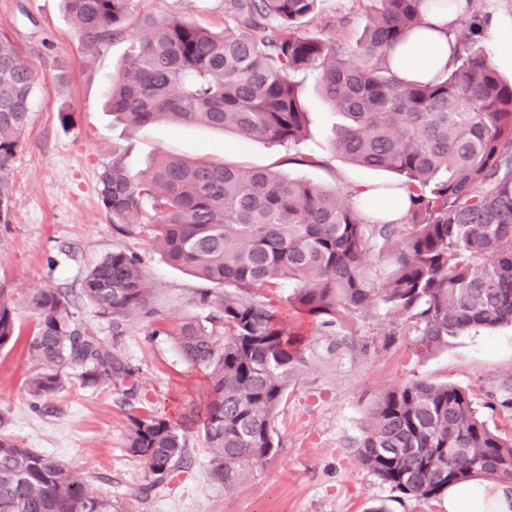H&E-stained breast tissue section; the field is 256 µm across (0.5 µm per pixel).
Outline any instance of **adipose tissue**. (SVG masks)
<instances>
[{"mask_svg":"<svg viewBox=\"0 0 512 512\" xmlns=\"http://www.w3.org/2000/svg\"><path fill=\"white\" fill-rule=\"evenodd\" d=\"M428 24L419 36L399 49L391 61L397 74L407 80L429 79L447 70L451 62L448 30L453 14H426ZM354 199L374 219L400 222L408 205L406 189L382 191L360 183L352 187ZM447 512H512V492L506 486H492L477 480L453 485L445 491Z\"/></svg>","mask_w":512,"mask_h":512,"instance_id":"adipose-tissue-1","label":"adipose tissue"}]
</instances>
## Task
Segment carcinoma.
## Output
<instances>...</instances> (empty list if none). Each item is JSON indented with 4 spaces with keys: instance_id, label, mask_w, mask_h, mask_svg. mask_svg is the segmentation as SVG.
Masks as SVG:
<instances>
[{
    "instance_id": "obj_1",
    "label": "carcinoma",
    "mask_w": 512,
    "mask_h": 512,
    "mask_svg": "<svg viewBox=\"0 0 512 512\" xmlns=\"http://www.w3.org/2000/svg\"><path fill=\"white\" fill-rule=\"evenodd\" d=\"M85 52L95 57L134 23L145 32L113 75L107 107L135 132L159 120L206 125L247 139L294 146L306 134L299 73L316 77L342 118L333 149L351 164L399 176L409 192L401 223L366 221L336 192L265 167L159 153L131 173L112 150L98 196L115 233L150 235L163 259L207 284L188 303L204 321L173 315L148 285L134 250L105 255L82 297L112 326L107 343L81 323L68 292L35 288L23 298L36 317L27 343L29 389L48 399L70 378L139 394L137 371L118 345L131 322L173 340L181 357L209 370L202 436L209 479L229 489L281 447L274 421L314 347L338 360L365 357L415 322L417 345L433 350L472 329L512 323V80L475 47L480 27L453 34V63L427 81L394 72L388 52L424 24L430 6L458 0H370L355 44L302 30L318 0H231L224 31L179 17H132L131 0H62ZM35 76L0 32V226L14 220L13 162L29 125ZM390 269L369 272L370 255ZM288 286L286 306L258 291ZM383 306L393 325L362 341L352 322ZM315 322L305 341L296 315ZM19 338L12 290L0 281V349ZM358 463L395 493L437 497L473 478L512 483V439L491 431L471 394L411 380L383 390L352 441ZM126 452L147 483L121 512L169 486L187 455L185 431L159 412L129 417ZM0 512H116L62 460L0 430Z\"/></svg>"
}]
</instances>
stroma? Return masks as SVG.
I'll return each instance as SVG.
<instances>
[{
    "mask_svg": "<svg viewBox=\"0 0 512 512\" xmlns=\"http://www.w3.org/2000/svg\"><path fill=\"white\" fill-rule=\"evenodd\" d=\"M366 0H319L306 22L308 32L341 36L355 42L366 22ZM230 0H132L134 13L175 15L220 31ZM467 15L485 19L480 49L504 77H512V53L494 38L497 28L512 25V0H471ZM349 17L346 26L337 21ZM0 31L17 43L23 61L36 75L29 125L14 160V221L0 229V279L23 297L39 287L67 290L80 321L102 340L112 328L81 296L87 271L113 250L131 247L143 260L154 287L180 316L195 315L187 300L200 280L169 265L147 236L115 237L101 206L98 175L122 148L127 166L145 169L167 151L188 159L268 167L314 185L348 192L359 182L393 183V174L349 164L331 148L338 117L316 89L313 75H299L308 110V133L297 148L206 126L173 127L160 122L130 132L104 110L105 91L121 67L130 39L118 38L96 58H88L66 17L61 0H0ZM69 80L60 83L59 70ZM73 122L62 127L59 108ZM321 158L315 167L289 164L293 152ZM389 350L365 358L310 362L299 384L283 400L275 422L278 453L244 484L225 490L208 477L201 425L209 401L204 368L186 364L169 338H150L149 326H128L119 349L140 370V395L124 400L121 392L67 384L49 399L34 397L26 380L31 364L22 342L0 350V416L7 433L67 463L74 474L114 505H124L131 488L145 481L143 464L125 450V426L131 414L166 413L183 424L189 457L170 489L139 503V512H370L388 503L391 512H446L444 497L391 502V493L357 462L349 443L372 400L384 389L413 379L451 383L484 403L512 377V325L492 332L469 331L428 351L416 346L414 323L396 328Z\"/></svg>",
    "mask_w": 512,
    "mask_h": 512,
    "instance_id": "1",
    "label": "stroma"
}]
</instances>
